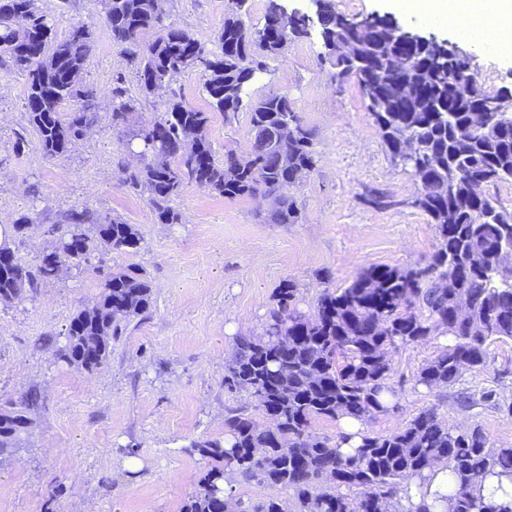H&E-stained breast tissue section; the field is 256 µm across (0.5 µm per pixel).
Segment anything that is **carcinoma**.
I'll list each match as a JSON object with an SVG mask.
<instances>
[{"instance_id": "1", "label": "carcinoma", "mask_w": 512, "mask_h": 512, "mask_svg": "<svg viewBox=\"0 0 512 512\" xmlns=\"http://www.w3.org/2000/svg\"><path fill=\"white\" fill-rule=\"evenodd\" d=\"M112 45L127 57L139 95L162 94L165 109L147 124L134 125V99L122 78L112 86V126L124 129L127 144L154 159L125 168L123 184L148 195L160 224H177L171 206L185 185L194 183L218 195L252 197L262 193L275 205L266 220L296 224L300 212L288 196L296 173L315 164L312 135L286 93L253 98L248 88L268 61L282 56L295 38L309 34L311 21L285 15L281 0H269L263 23H247V0H231L214 48L185 30L165 23L167 0H97ZM319 34L328 48L354 39L369 48L368 73L357 63L334 59L336 78L355 80L379 133L393 157L411 136L421 148L411 172L422 185L416 205L435 224L440 246L424 267L402 270L370 266L340 292H326L312 314L295 309L297 288L284 280L273 295L263 333L242 336L224 365V389L246 392L268 420L259 426L244 410L224 418V438L190 443V451L211 461L202 490L184 501L181 512H224L225 482L238 475L266 486L290 488L296 512H405L399 488L417 482L429 487L435 468L455 479L453 512H512V495L486 501L476 494L489 478L512 480V445L496 447L478 427L451 429L436 409L425 410L389 435L362 429L351 453L311 432L318 419L343 417L365 425L397 408L390 385L391 354L400 347L446 339L417 375L429 390L455 384L466 371L484 366L487 343L512 340V267L498 263L512 249V211L490 196L476 201L468 190L481 179L512 183V113L494 112L484 130L470 125V114L490 99L472 75L469 61L436 62L438 48L392 39L386 19L363 16L360 29L348 17L318 0ZM153 33L144 43L141 37ZM93 49V32L74 26L58 38L38 0H0V64L25 78L27 123L36 146L47 157L67 153L97 118L95 94L81 82ZM407 63L400 64L401 58ZM199 76L210 104L224 113L248 109L250 146L241 156L217 158L206 137L208 113L190 106L171 85L177 75ZM67 103L71 112H61ZM294 137L283 151L272 133L283 125ZM59 233L61 251H49L34 266L23 264L8 242L0 243V303L9 304L56 276L62 264L79 265L92 253L127 254L141 238L130 224L100 222L75 211ZM473 254L480 267L469 265ZM454 280L443 288L441 281ZM469 308L457 309V297ZM152 290L133 268L108 273L96 304L76 312L59 357L87 372L106 359L119 321L146 313ZM40 402L31 390L18 401L0 404V457L18 450L29 424L28 411Z\"/></svg>"}]
</instances>
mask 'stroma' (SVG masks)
Instances as JSON below:
<instances>
[{"label": "stroma", "mask_w": 512, "mask_h": 512, "mask_svg": "<svg viewBox=\"0 0 512 512\" xmlns=\"http://www.w3.org/2000/svg\"><path fill=\"white\" fill-rule=\"evenodd\" d=\"M57 35L84 24L95 44L81 75L97 95V120L64 155L45 157L35 145L18 149L26 128V83L0 66V228L10 231L17 257L32 264L54 248V226L75 210L131 224L136 252L92 254L23 299L0 304V403L29 390L41 396L29 412L23 447L0 464V512H180L202 488L206 459L191 441L220 438L232 409H252L246 393L224 388V364L239 337L257 335L279 284L298 288L297 308L312 313L325 291L347 287L368 266H424L439 244L430 218L416 205L421 185L393 160L355 81H339L318 34L292 43L269 62L254 96L285 92L313 135L316 164L289 191L300 212L295 224L265 221L266 205L229 199L186 185L173 202L177 224L157 223L146 196L122 184L117 167L126 138L112 125L116 76L136 90L123 52L114 47L96 0H40ZM230 0H170L169 22L203 43L224 24ZM346 16L393 15L401 26L458 44L488 91L512 86V50L456 26L396 11L388 0H331ZM185 101L209 111L206 136L217 156L247 150V110H210L197 78L172 81ZM382 205H375V197ZM34 224L12 233L16 220ZM137 268L152 284L148 314L122 323L106 360L93 372L63 362L66 328L91 307L102 288L98 266ZM436 341L392 355L396 410L367 422L369 431L400 430L436 408L452 429L477 426L494 444L512 443V340L490 343L481 370L434 391L416 386ZM227 493L239 512L262 498L292 512L291 489L232 477Z\"/></svg>", "instance_id": "stroma-1"}]
</instances>
